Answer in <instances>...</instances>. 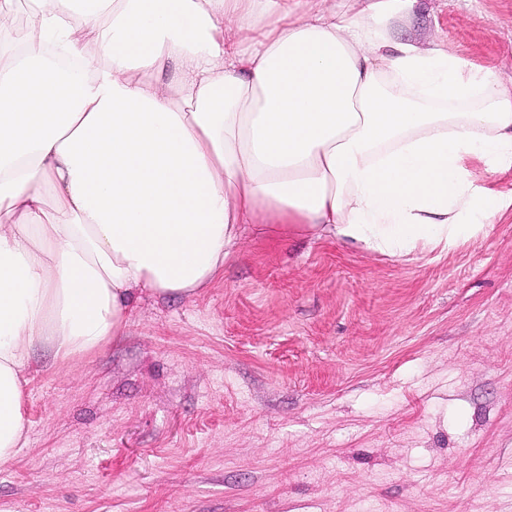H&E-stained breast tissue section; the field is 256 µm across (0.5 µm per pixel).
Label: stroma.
<instances>
[{"label":"stroma","instance_id":"stroma-1","mask_svg":"<svg viewBox=\"0 0 512 512\" xmlns=\"http://www.w3.org/2000/svg\"><path fill=\"white\" fill-rule=\"evenodd\" d=\"M401 39L512 77V0H419ZM0 512H512V209L382 255L247 226L192 297L33 355Z\"/></svg>","mask_w":512,"mask_h":512}]
</instances>
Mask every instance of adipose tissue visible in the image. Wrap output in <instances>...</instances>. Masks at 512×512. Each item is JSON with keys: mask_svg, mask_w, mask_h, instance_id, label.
Returning <instances> with one entry per match:
<instances>
[{"mask_svg": "<svg viewBox=\"0 0 512 512\" xmlns=\"http://www.w3.org/2000/svg\"><path fill=\"white\" fill-rule=\"evenodd\" d=\"M0 0V464L34 348L119 336L135 291L210 287L243 225L408 255L512 206V91L417 0ZM476 184L494 186L503 191L512 189V169L504 173L488 174L483 166L473 168Z\"/></svg>", "mask_w": 512, "mask_h": 512, "instance_id": "obj_1", "label": "adipose tissue"}]
</instances>
